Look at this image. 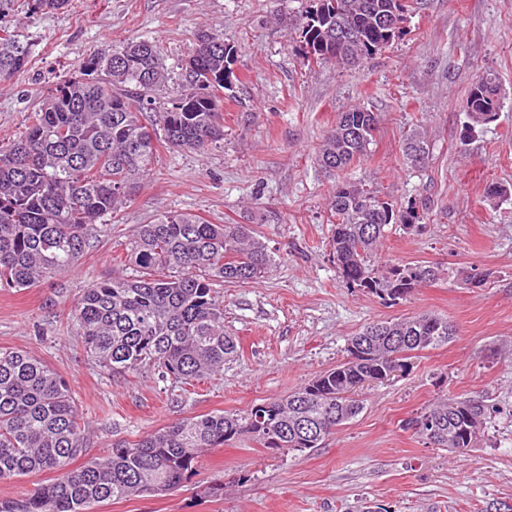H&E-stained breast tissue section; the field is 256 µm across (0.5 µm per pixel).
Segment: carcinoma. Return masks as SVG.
Returning <instances> with one entry per match:
<instances>
[{"label":"carcinoma","mask_w":512,"mask_h":512,"mask_svg":"<svg viewBox=\"0 0 512 512\" xmlns=\"http://www.w3.org/2000/svg\"><path fill=\"white\" fill-rule=\"evenodd\" d=\"M406 0H321L300 19L302 55L351 65L392 41L379 17L399 23ZM236 49L224 34L200 31L182 61L184 82L167 104L168 80L154 39L133 41L84 60L74 77L56 85L33 109L18 137L0 145V286L29 288L70 272L104 225L99 220L129 201L137 178L151 170L160 149L199 152L224 141V90L230 88ZM28 50L0 28V85L25 71ZM496 79L473 83L467 104L487 124L501 109ZM374 113L338 115L317 155L329 172L365 158L376 140ZM403 153L415 165L430 148L418 134ZM331 250L343 281L395 302L437 278L423 264L375 265L386 227L416 226L417 216L378 192L336 181L329 202ZM129 276L89 284L67 313L86 353L113 372L148 366L161 377L192 384L224 366L237 344L224 335V297L214 282L248 283L272 270L268 247L246 224H213L192 213H166L139 226L129 243ZM456 335L433 313L368 325L351 337L345 361L291 392L243 413L180 419L137 441L112 445L104 459L86 457L88 439L66 381L22 350L0 348V480L55 471L58 478L1 501L0 512H87L93 504L164 495L196 471L204 448L248 436L271 450L316 448L363 409L351 386L378 377L416 351L435 349ZM485 407L447 398L410 420L430 444L462 453L481 433ZM84 462L75 467V460Z\"/></svg>","instance_id":"cac0c4a2"}]
</instances>
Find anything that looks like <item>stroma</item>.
<instances>
[{
  "mask_svg": "<svg viewBox=\"0 0 512 512\" xmlns=\"http://www.w3.org/2000/svg\"><path fill=\"white\" fill-rule=\"evenodd\" d=\"M308 0H69L30 13L0 0V27L29 49V64L0 88V140L19 136L55 84L89 56L126 41H159L177 95L181 61L196 33L223 34L238 50L224 93V142L200 153L165 150L130 202L107 221L68 274L29 288H0V347L24 350L70 385L89 456L176 420L246 411L288 395L336 367L347 340L370 323L432 312L456 337L416 354L389 380L359 389L363 411L317 448L271 452L240 438L204 450L195 474L163 496L92 505L90 512H484L512 502V0H414L401 34L355 66L307 63L299 18ZM493 74L504 94L490 123L466 133L470 86ZM374 112L376 140L347 180L415 210L412 229L387 232L378 264L434 265L436 281L390 305L342 282L332 256L335 180L317 164L339 113ZM430 146L411 167L402 143ZM507 197L488 196L490 184ZM190 212L251 225L277 259L270 273L221 286L224 332L237 342L223 369L188 386L101 368L62 314L87 285L124 270L139 225ZM487 273L485 286L464 283ZM480 401L486 419L461 454L409 429L436 399Z\"/></svg>",
  "mask_w": 512,
  "mask_h": 512,
  "instance_id": "1",
  "label": "stroma"
}]
</instances>
